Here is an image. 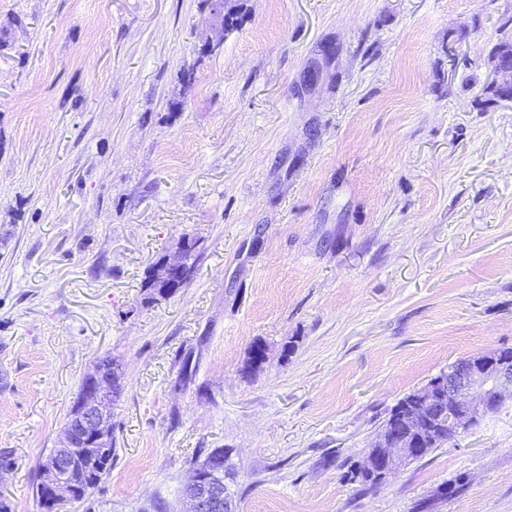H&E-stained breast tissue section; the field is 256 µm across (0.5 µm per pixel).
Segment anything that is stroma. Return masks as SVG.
Segmentation results:
<instances>
[{
	"mask_svg": "<svg viewBox=\"0 0 512 512\" xmlns=\"http://www.w3.org/2000/svg\"><path fill=\"white\" fill-rule=\"evenodd\" d=\"M510 40L512 0H0L10 512H42L106 353L112 471L62 512H189L217 448L237 512H512V395L380 487L347 478L405 393L512 347ZM185 238L190 280L151 297ZM501 45L498 54L491 57L495 78L490 89L499 99L512 102V43Z\"/></svg>",
	"mask_w": 512,
	"mask_h": 512,
	"instance_id": "obj_1",
	"label": "stroma"
}]
</instances>
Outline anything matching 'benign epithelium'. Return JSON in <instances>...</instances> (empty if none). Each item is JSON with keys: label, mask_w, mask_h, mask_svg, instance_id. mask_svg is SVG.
<instances>
[{"label": "benign epithelium", "mask_w": 512, "mask_h": 512, "mask_svg": "<svg viewBox=\"0 0 512 512\" xmlns=\"http://www.w3.org/2000/svg\"><path fill=\"white\" fill-rule=\"evenodd\" d=\"M491 64L495 78L490 89L499 99L512 102L511 42L502 44L498 54L491 58ZM178 254V259L167 260L158 267L159 280L170 294L183 288L182 277L188 256L182 243L178 246ZM508 390L512 391V352L470 354L448 366V370L421 389V411L408 413V425L413 426L423 420L426 427L422 429V436H429L433 427L441 426L448 429V438L452 439L492 414ZM110 398L112 393L108 386L96 383L74 403V418L81 441L92 449V453L79 463V467L86 471L98 466L99 457L106 448L112 421L111 412L106 407ZM372 447L371 459L378 458L385 463L379 470L383 481L418 453V449L406 447V443L389 429L377 435ZM66 467V458L62 457L45 472L41 486L45 512H60L66 495L72 490L58 476L59 469ZM188 496L193 502L194 512H223L226 508L220 485L200 472L195 473L189 482Z\"/></svg>", "instance_id": "1"}]
</instances>
